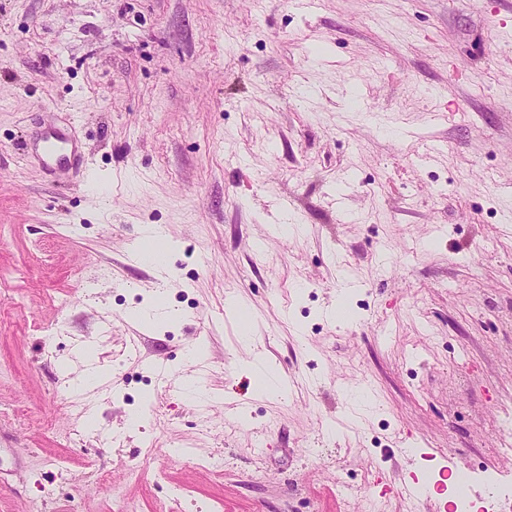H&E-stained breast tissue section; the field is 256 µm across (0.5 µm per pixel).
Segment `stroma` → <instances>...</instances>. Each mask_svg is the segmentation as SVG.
I'll use <instances>...</instances> for the list:
<instances>
[{
  "label": "stroma",
  "mask_w": 512,
  "mask_h": 512,
  "mask_svg": "<svg viewBox=\"0 0 512 512\" xmlns=\"http://www.w3.org/2000/svg\"><path fill=\"white\" fill-rule=\"evenodd\" d=\"M505 408L512 0H0V512H448ZM33 156L47 171H52L59 164H82V160L77 158L73 141L64 131L56 128H48L41 133L39 148H36ZM250 367L256 385L265 393L275 395L282 390L281 378L276 373L270 372L261 360L256 359Z\"/></svg>",
  "instance_id": "obj_1"
}]
</instances>
